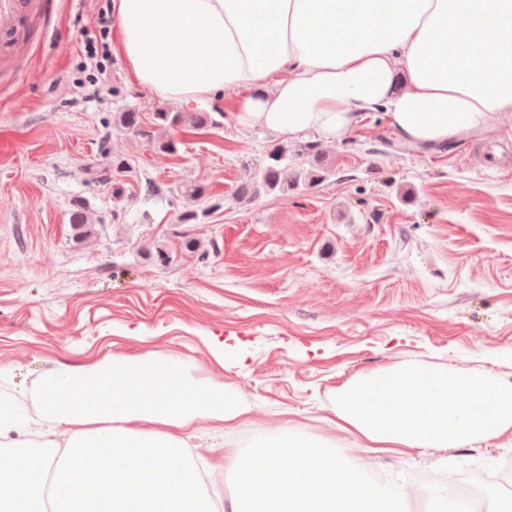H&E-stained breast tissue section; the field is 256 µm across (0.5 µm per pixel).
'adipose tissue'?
Returning <instances> with one entry per match:
<instances>
[{
    "label": "adipose tissue",
    "instance_id": "adipose-tissue-1",
    "mask_svg": "<svg viewBox=\"0 0 512 512\" xmlns=\"http://www.w3.org/2000/svg\"><path fill=\"white\" fill-rule=\"evenodd\" d=\"M132 81L192 110L221 108L280 138L327 143L384 111L402 143L490 136L512 112V0H113ZM38 414L0 396V439L61 434V453L0 454V512H215L185 437L245 406L174 354L56 372ZM206 469L231 473L232 512H398L411 490L366 480L283 429Z\"/></svg>",
    "mask_w": 512,
    "mask_h": 512
}]
</instances>
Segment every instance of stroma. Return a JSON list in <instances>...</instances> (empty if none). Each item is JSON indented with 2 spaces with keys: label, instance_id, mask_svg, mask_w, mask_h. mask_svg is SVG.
Here are the masks:
<instances>
[{
  "label": "stroma",
  "instance_id": "obj_1",
  "mask_svg": "<svg viewBox=\"0 0 512 512\" xmlns=\"http://www.w3.org/2000/svg\"><path fill=\"white\" fill-rule=\"evenodd\" d=\"M92 0H55L29 19L30 53L0 58V390L38 410L46 376L118 355H180L248 412L192 453L249 449L281 425L346 449L364 473L419 487L425 475L479 476L491 495L512 463V429L489 441L422 452L369 451L333 412L349 380L401 365L512 382V119L452 151L399 143L382 112L321 145L315 187L240 200L243 166H262L274 137L226 115L176 132L174 155L150 152L114 123L175 104L131 82L109 54L98 95L80 84ZM137 172L113 216L112 161ZM162 191L146 193V181ZM220 207L185 223L186 183ZM90 237L76 240L75 206ZM199 253L183 250L185 239ZM226 340L223 360L205 342Z\"/></svg>",
  "mask_w": 512,
  "mask_h": 512
}]
</instances>
